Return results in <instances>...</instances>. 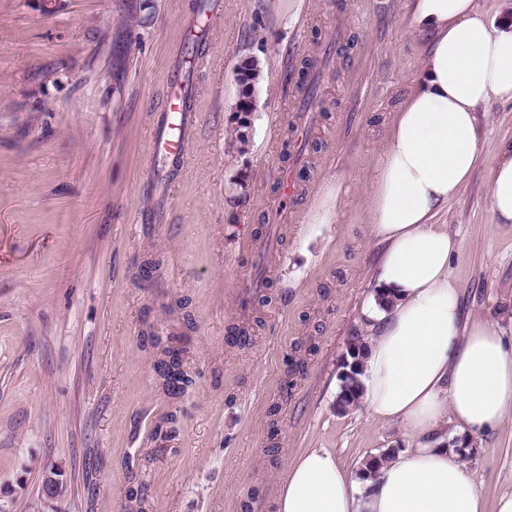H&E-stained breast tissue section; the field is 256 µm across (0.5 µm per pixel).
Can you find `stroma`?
<instances>
[{
	"instance_id": "stroma-1",
	"label": "stroma",
	"mask_w": 512,
	"mask_h": 512,
	"mask_svg": "<svg viewBox=\"0 0 512 512\" xmlns=\"http://www.w3.org/2000/svg\"><path fill=\"white\" fill-rule=\"evenodd\" d=\"M206 4L220 16L208 29L195 0H0V512H123L132 488L143 512H275L303 450L357 471L404 445L401 426L336 398L384 250L369 191L427 47L411 0ZM200 55L188 149L155 159L168 81ZM322 55L304 114L302 63ZM249 57L262 78L242 153ZM477 117L481 161L435 221L462 243L448 274L466 320L512 336V224L496 223L489 184L512 103ZM149 255L161 266L147 277ZM233 326L244 341H228ZM153 333L187 339L192 383L176 397ZM470 441L493 512L512 493V415ZM56 464L48 503L41 476ZM261 70L259 63L254 58H247L241 62L237 68L236 81L238 84V100L239 106H244L248 112H243L242 118L239 120L240 128H248L250 125V116L253 108H249L254 103V94L257 85L260 82Z\"/></svg>"
}]
</instances>
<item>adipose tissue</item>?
Wrapping results in <instances>:
<instances>
[{
	"label": "adipose tissue",
	"mask_w": 512,
	"mask_h": 512,
	"mask_svg": "<svg viewBox=\"0 0 512 512\" xmlns=\"http://www.w3.org/2000/svg\"><path fill=\"white\" fill-rule=\"evenodd\" d=\"M411 26L429 47L371 185V231L386 248L362 310L372 337L360 376L368 416L410 441L366 479L327 449L302 452L277 512H485L453 440L494 432L512 413V337L465 323L448 275L461 244L434 217L480 160L478 106L512 102V21L494 24L473 0H413ZM490 206L512 224V142L490 171Z\"/></svg>",
	"instance_id": "adipose-tissue-1"
}]
</instances>
